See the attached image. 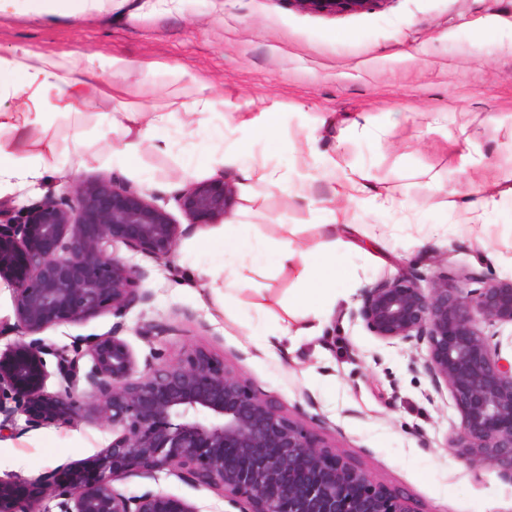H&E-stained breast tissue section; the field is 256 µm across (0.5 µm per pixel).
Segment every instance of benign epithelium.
<instances>
[{"label": "benign epithelium", "instance_id": "benign-epithelium-1", "mask_svg": "<svg viewBox=\"0 0 512 512\" xmlns=\"http://www.w3.org/2000/svg\"><path fill=\"white\" fill-rule=\"evenodd\" d=\"M322 14L360 11L373 0H292ZM191 226L218 224L237 204L233 181L190 182L176 196ZM181 225L163 207L113 176L73 180L60 193L21 207H0V280L14 285V328L32 336L142 299L141 271L116 253L170 259ZM401 275L362 290L351 318L376 338L426 349L423 366L436 392L447 391L461 422L453 448L512 484V359L493 328L512 325V279ZM483 321L491 331L478 325ZM84 347L18 340L0 350V432L71 420L89 410L112 428V442L33 479L0 478V512H33L39 487L58 512H199L160 490L129 496L119 487L168 470L190 484L215 486L247 512H414L407 498L372 480L336 448L285 414L239 371L196 348L176 361L139 369L116 333ZM65 382L46 390L47 357ZM91 367L81 373L80 360ZM87 390L74 394L80 379Z\"/></svg>", "mask_w": 512, "mask_h": 512}]
</instances>
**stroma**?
<instances>
[{
  "label": "stroma",
  "instance_id": "obj_1",
  "mask_svg": "<svg viewBox=\"0 0 512 512\" xmlns=\"http://www.w3.org/2000/svg\"><path fill=\"white\" fill-rule=\"evenodd\" d=\"M17 44L130 59L128 83L148 103L179 101L193 76L224 101L210 118L219 137L202 140L173 122L161 131L168 151L144 148L128 169L109 160L125 132L101 124L108 104L88 105L82 148H74L67 121L48 131L56 145L51 190L78 176H115L186 224L175 201L180 169L190 167L195 182L215 178L210 160L236 145L241 120L275 103L282 128L273 140L253 137L249 153L260 171L239 188L232 223L247 225L268 246L289 238L320 250L329 185L315 181L307 207L262 176L266 169L285 177L302 169L311 132L322 152L364 169L380 190L408 203L383 218L337 204L355 248L339 260L336 304L320 335L267 346L265 333L291 318L292 274L271 262L234 265L249 285L226 305L215 304L199 273L222 263L224 245L202 251L189 233L170 263L131 255L147 300L121 317L105 312L51 328L44 342L69 348L81 337L114 331L141 364L205 348L376 483L407 497L414 512H512V484L494 468L455 456L451 439L460 416L449 394L434 390L424 349L384 342L350 318L363 288L403 272L441 275L460 287L474 274L512 278V198L470 229L446 204L448 191L465 182L467 161L475 177L512 183V0H374L369 9L335 15L300 10L291 0H113L111 16L98 22L43 24L18 16L0 24V50ZM145 62L154 63L152 74L142 71ZM177 65L186 79L170 75ZM148 324L158 327L150 339L141 334ZM111 440V429L88 414L6 432L0 477H36ZM120 488L129 495L161 490L199 512L246 508L165 471L128 477Z\"/></svg>",
  "mask_w": 512,
  "mask_h": 512
}]
</instances>
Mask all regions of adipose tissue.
<instances>
[{
	"mask_svg": "<svg viewBox=\"0 0 512 512\" xmlns=\"http://www.w3.org/2000/svg\"><path fill=\"white\" fill-rule=\"evenodd\" d=\"M113 0H0V18L26 11L28 15L56 22L70 16L94 18L111 14ZM130 68L127 59L102 52L72 50L64 53L35 52L14 47L0 52V188L33 185L52 176L55 148L39 138L56 116H81V108L93 102L116 105V112L106 113L110 122H120L129 134L115 150L119 167H130L143 146L162 151L166 148L158 132L174 120L166 105L146 104L136 100L123 78ZM310 165L333 182L335 197L351 205L369 207L376 213L396 210V198L381 194L371 178L361 172H343L335 156L311 150ZM512 196L511 185L493 189L469 188L450 195V207L464 212L469 223L482 221L485 210L494 207L498 198ZM346 225L340 224L332 208L322 211L321 231L324 237L320 253H312L289 244L276 252L266 245L239 240L252 264L260 265L275 258L288 269L300 284L293 303L301 319L300 328L283 324L279 335L292 338L303 333L310 336L319 331L322 319L336 301L331 277L344 245Z\"/></svg>",
	"mask_w": 512,
	"mask_h": 512,
	"instance_id": "1",
	"label": "adipose tissue"
}]
</instances>
